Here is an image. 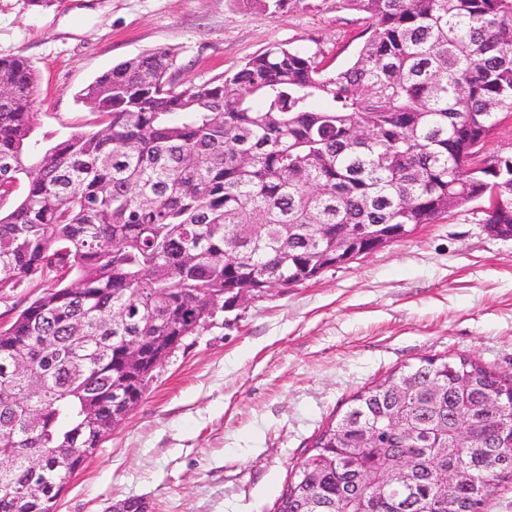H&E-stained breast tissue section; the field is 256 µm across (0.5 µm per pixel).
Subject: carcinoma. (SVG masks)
<instances>
[{
	"instance_id": "1",
	"label": "carcinoma",
	"mask_w": 512,
	"mask_h": 512,
	"mask_svg": "<svg viewBox=\"0 0 512 512\" xmlns=\"http://www.w3.org/2000/svg\"><path fill=\"white\" fill-rule=\"evenodd\" d=\"M342 2L369 32L345 68L327 70L318 50L272 45L182 86L177 54L155 49L83 89L102 128L41 151L34 69L0 57V85L14 90L0 97V201L23 188L0 210V292L46 284L0 327V486L31 482L34 450L48 478L38 498L0 492V512H55L52 488L125 420L112 418L117 398L142 400L153 376L126 365L125 343L180 349L213 318L202 315L211 295L323 276L330 243L310 225L368 254L376 238L398 240L479 194L484 223H512V155L477 149L497 115L512 114V0ZM21 353L25 374L14 371ZM22 400L36 424L17 413ZM467 409L463 442L456 423ZM369 428L380 430L370 444ZM402 455L413 491L373 498ZM459 462L472 476L450 486L443 471ZM509 483L512 376L432 355L354 394L292 467L273 512H424L433 499L485 512Z\"/></svg>"
}]
</instances>
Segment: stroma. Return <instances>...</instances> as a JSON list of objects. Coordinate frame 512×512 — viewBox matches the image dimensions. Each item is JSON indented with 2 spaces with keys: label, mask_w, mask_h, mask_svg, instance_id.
Returning <instances> with one entry per match:
<instances>
[{
  "label": "stroma",
  "mask_w": 512,
  "mask_h": 512,
  "mask_svg": "<svg viewBox=\"0 0 512 512\" xmlns=\"http://www.w3.org/2000/svg\"><path fill=\"white\" fill-rule=\"evenodd\" d=\"M341 0H0V56L37 75V133L99 129L79 93L116 63L170 48L180 83L237 70L268 46L347 66L365 41ZM481 202L320 279L218 313L156 370L146 394L62 493L56 512H269L315 434L396 367L465 355L512 373V239Z\"/></svg>",
  "instance_id": "obj_1"
}]
</instances>
